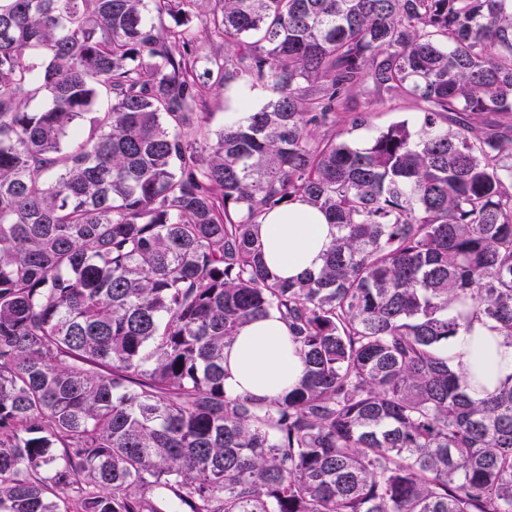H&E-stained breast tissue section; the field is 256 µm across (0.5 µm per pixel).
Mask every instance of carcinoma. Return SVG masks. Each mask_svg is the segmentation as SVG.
<instances>
[{"mask_svg":"<svg viewBox=\"0 0 512 512\" xmlns=\"http://www.w3.org/2000/svg\"><path fill=\"white\" fill-rule=\"evenodd\" d=\"M242 84L270 96L210 136ZM357 96L417 128L353 145ZM300 198L337 233L287 282L253 226ZM270 310L304 377L230 394ZM488 322L512 0H0V512H512V378L476 398L448 355ZM207 112H212L209 126L212 133L219 131L225 123L234 118L231 114L226 113L232 112L229 107L228 97L224 92L219 90H213L210 93Z\"/></svg>","mask_w":512,"mask_h":512,"instance_id":"carcinoma-1","label":"carcinoma"}]
</instances>
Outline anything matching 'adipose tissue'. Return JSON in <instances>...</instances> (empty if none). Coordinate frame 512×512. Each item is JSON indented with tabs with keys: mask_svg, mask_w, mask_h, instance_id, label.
Listing matches in <instances>:
<instances>
[{
	"mask_svg": "<svg viewBox=\"0 0 512 512\" xmlns=\"http://www.w3.org/2000/svg\"><path fill=\"white\" fill-rule=\"evenodd\" d=\"M255 231L270 270L280 278L296 279L319 272L336 228L321 211L297 200L266 214ZM448 353L462 355L465 371L479 379L476 396L512 376V342L489 327L478 324L457 336ZM303 377L288 326L276 312L244 325L224 350V388L229 393L271 399L298 386Z\"/></svg>",
	"mask_w": 512,
	"mask_h": 512,
	"instance_id": "adipose-tissue-1",
	"label": "adipose tissue"
}]
</instances>
